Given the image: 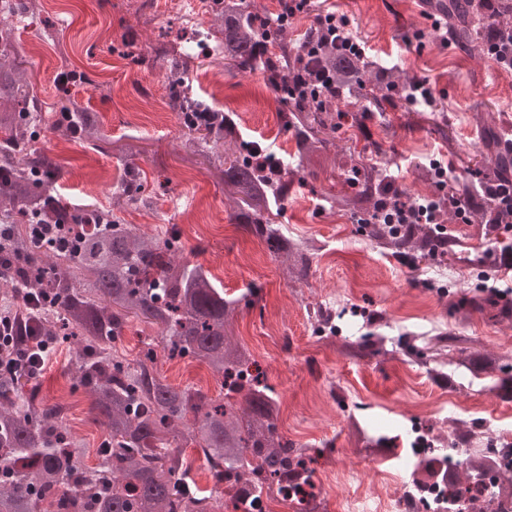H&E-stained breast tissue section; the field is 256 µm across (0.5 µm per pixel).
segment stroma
Masks as SVG:
<instances>
[{
  "instance_id": "1",
  "label": "stroma",
  "mask_w": 512,
  "mask_h": 512,
  "mask_svg": "<svg viewBox=\"0 0 512 512\" xmlns=\"http://www.w3.org/2000/svg\"><path fill=\"white\" fill-rule=\"evenodd\" d=\"M38 2L36 14L12 17L15 53L29 85L40 145L57 165L58 193L78 209L94 204L113 210L150 235L180 232L187 260L209 269L227 294L259 289L258 303L239 307L234 333L253 351L284 403L283 435L322 449L315 481L328 512H341L345 499L362 495L369 484L397 481L385 459L359 462V443L346 422L354 404L367 403L365 423L393 435H404L416 415L442 399L449 419L512 432V401L499 398L489 381L451 365L442 384L424 368L396 358L350 359L333 339L315 333L309 317L319 304L345 310L344 322L354 333L363 313L381 314L412 334L435 327L467 339L469 346L512 356V319L463 307L479 277L512 288V268L490 265L481 274L468 266V256L490 247L478 223L446 218L458 243L457 259L411 269L380 253L357 233L351 215L331 207L332 197L348 190L333 163L342 150L358 161L387 164L398 186L413 197L435 193V186L417 181L415 174L416 165L434 159L450 166L457 179L479 181L482 145L475 118L493 115L501 132L512 134V72L431 34L425 0H314L311 12L289 27V40L301 42L317 13L346 15L372 59L395 64L405 77L429 80L436 101L429 108L401 101L374 109L368 132L342 123L325 149L301 160L281 116L284 106L260 71L224 68L213 61L211 49H202L191 65L189 95L215 110L237 113L244 138L260 148L273 146L294 172L278 221L290 226L292 236L314 239L319 249L308 279L293 281L264 244L235 226L233 205L208 159L185 160L190 133L170 105L166 75L179 58L184 35L206 29L209 15L197 10L195 0ZM420 31L426 34L423 47L407 46ZM63 73L71 77L65 87L58 82ZM66 93L96 115L103 140L59 135ZM129 136L141 149L134 162L146 176L144 193L136 204L117 208L112 192L124 164L111 143ZM70 356L68 346L58 347L34 382L32 401L38 408L64 406V421L85 438V463L92 467L107 433L91 420L87 397L69 370ZM155 369L171 384L212 397L219 393L204 365L161 352Z\"/></svg>"
}]
</instances>
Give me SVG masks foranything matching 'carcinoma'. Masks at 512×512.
<instances>
[{
  "label": "carcinoma",
  "mask_w": 512,
  "mask_h": 512,
  "mask_svg": "<svg viewBox=\"0 0 512 512\" xmlns=\"http://www.w3.org/2000/svg\"><path fill=\"white\" fill-rule=\"evenodd\" d=\"M250 8L247 0H213L211 23L196 36L215 42L218 61L241 71L262 70L272 88L299 74L309 76L312 63L299 59L283 29L267 25ZM432 8L447 16L455 43L485 53L484 0H434ZM13 44L14 29L1 22L0 56L9 58ZM191 57L184 53L166 76L172 106L186 128L202 133L200 140L224 146L215 169L236 204L235 219L266 245L291 279H307L316 241L283 236L271 222L274 205L288 196V175L259 162L257 149L238 134L233 113L185 95ZM321 62L351 90L352 99L368 96L380 107H394L405 88L395 71L330 46L323 48ZM5 100L12 107L0 108V130L6 132L0 143V223L11 229L0 238V259L14 265L0 266V301L14 312L23 307L14 293L17 282L41 297L38 335L73 346L77 384L108 440L98 466L86 467V442L67 427L58 406L33 407L28 393L33 378L0 374V512H223L226 496L243 512H266L274 501L294 512H327L314 480L318 450L281 435L279 396L233 334L245 296L228 298L208 271L187 262L177 236L139 233L110 210L63 205L54 187L57 168L36 148L25 85L7 62L0 63V102ZM61 103L67 130L87 139L101 137L98 122L75 99ZM284 119L301 158L320 151L339 128L332 107L309 101L294 105ZM482 146L485 183L512 177V154L501 148L495 124L483 123ZM112 151L125 162L121 195L138 200L143 179L130 162L138 146L115 141ZM338 167L356 190L336 197L332 206L351 214L357 231L375 248L398 259L444 261L455 254L441 224L371 222L385 198V169L361 163ZM35 216L45 224L72 225L74 247L34 240L28 222ZM469 307L496 309L503 318L512 312L491 293L474 295ZM312 317L316 331L338 335L339 328L330 326L336 311L318 305ZM133 321L156 327L157 336L130 360L118 354L115 343ZM463 343L461 337L441 334L422 346L407 339L390 350L382 337L368 332L344 337L341 347L352 359L399 352L418 365L452 351L473 370L498 371L496 389L512 397V364ZM158 346L171 357L206 364L220 386L219 397L166 383L154 368ZM353 429L372 454L394 451L395 438ZM486 440L473 426L459 430L457 444L471 452L448 478L454 512L490 495L479 468ZM189 446L203 452L213 489L188 481L183 449Z\"/></svg>",
  "instance_id": "carcinoma-1"
}]
</instances>
